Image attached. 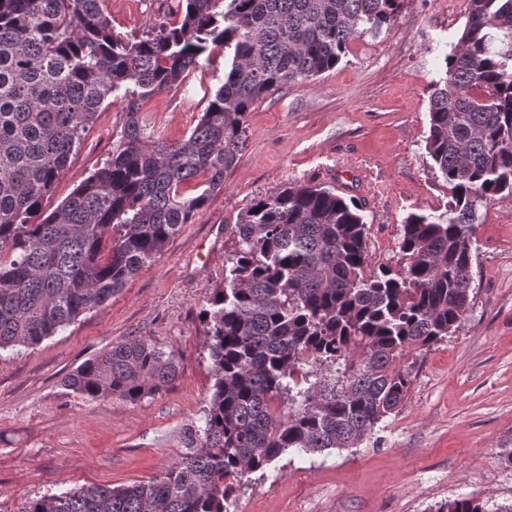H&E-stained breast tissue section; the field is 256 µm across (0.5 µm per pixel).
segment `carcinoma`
<instances>
[{
	"instance_id": "carcinoma-1",
	"label": "carcinoma",
	"mask_w": 512,
	"mask_h": 512,
	"mask_svg": "<svg viewBox=\"0 0 512 512\" xmlns=\"http://www.w3.org/2000/svg\"><path fill=\"white\" fill-rule=\"evenodd\" d=\"M102 4L0 0V352L65 330L155 262L224 188L254 106L336 68L353 41L391 27L401 0H186L180 21L132 38ZM216 48L224 82L189 136L152 133L143 104ZM444 63L425 149L451 200L404 217L398 269L371 266L363 207L334 188L257 199L201 310L213 384L187 451L148 480L27 497L10 512H230L243 478L281 455L374 434L410 389L401 361L463 319L480 208L512 198V0H466ZM109 99L127 112L112 151L44 212ZM179 375L173 353L135 336L64 384L137 404ZM436 512L488 509L459 497Z\"/></svg>"
}]
</instances>
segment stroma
Here are the masks:
<instances>
[{
  "mask_svg": "<svg viewBox=\"0 0 512 512\" xmlns=\"http://www.w3.org/2000/svg\"><path fill=\"white\" fill-rule=\"evenodd\" d=\"M184 5L104 0L114 30L138 35L179 21ZM465 17V0H404L389 31L357 39L335 69L262 100L245 149L196 223L107 305L40 345L0 353V506L142 481L184 452L213 383L199 312L234 252L231 229L255 199L294 185L335 187L363 207L371 265H396L402 219L442 213L451 198L425 140L431 88ZM223 75L220 63L197 69L148 100L155 133L189 134ZM125 122L117 103L100 114L46 209L102 164ZM472 254L463 320L406 356L412 383L399 410L360 447L291 452L248 474L233 512H436L463 495L489 512L512 504V199L480 209ZM133 336L175 353L180 377L167 391L133 405L64 386L82 362Z\"/></svg>",
  "mask_w": 512,
  "mask_h": 512,
  "instance_id": "obj_1",
  "label": "stroma"
}]
</instances>
